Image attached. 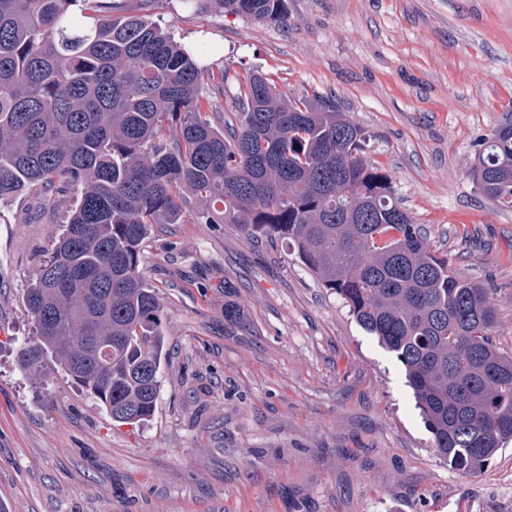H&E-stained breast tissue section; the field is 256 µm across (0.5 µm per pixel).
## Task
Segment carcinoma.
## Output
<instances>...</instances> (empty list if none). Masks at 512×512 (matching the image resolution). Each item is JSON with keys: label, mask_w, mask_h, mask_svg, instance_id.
I'll return each instance as SVG.
<instances>
[{"label": "carcinoma", "mask_w": 512, "mask_h": 512, "mask_svg": "<svg viewBox=\"0 0 512 512\" xmlns=\"http://www.w3.org/2000/svg\"><path fill=\"white\" fill-rule=\"evenodd\" d=\"M282 23L286 0H185ZM221 113L215 76L116 0H0V201L75 193L26 291L36 377L54 356L121 424L152 416L167 355L162 305L145 280L154 224L190 205L206 224L286 238L321 285L403 366L433 447L463 474L512 440V356L497 347L492 289L448 269L365 133L321 98L285 97L259 72ZM469 175L512 210V124L479 144Z\"/></svg>", "instance_id": "carcinoma-1"}]
</instances>
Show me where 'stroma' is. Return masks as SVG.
Returning a JSON list of instances; mask_svg holds the SVG:
<instances>
[{
    "label": "stroma",
    "instance_id": "obj_1",
    "mask_svg": "<svg viewBox=\"0 0 512 512\" xmlns=\"http://www.w3.org/2000/svg\"><path fill=\"white\" fill-rule=\"evenodd\" d=\"M287 2L282 24L126 5L203 65L335 101L436 254L493 288L512 353V211L468 174L512 121V0ZM74 202L0 203V512H512V442L480 474L449 469L402 365L293 245L192 210L144 243L170 349L150 420L113 422L51 357L28 377L25 294Z\"/></svg>",
    "mask_w": 512,
    "mask_h": 512
}]
</instances>
